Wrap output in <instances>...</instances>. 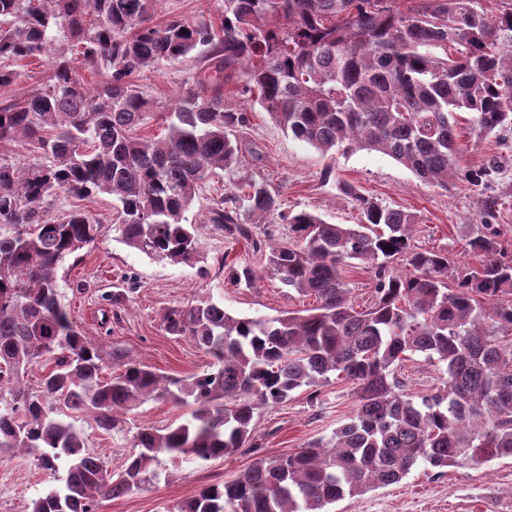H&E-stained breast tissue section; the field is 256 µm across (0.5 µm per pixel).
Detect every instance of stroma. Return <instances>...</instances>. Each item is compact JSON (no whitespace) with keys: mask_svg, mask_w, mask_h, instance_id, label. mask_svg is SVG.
Wrapping results in <instances>:
<instances>
[{"mask_svg":"<svg viewBox=\"0 0 512 512\" xmlns=\"http://www.w3.org/2000/svg\"><path fill=\"white\" fill-rule=\"evenodd\" d=\"M223 9L224 0H165L154 21L161 24L173 17L216 21ZM201 57L196 51L182 60L160 62L138 72L136 81L148 96L172 103L193 88ZM13 68L17 76L10 85L0 87V107L20 104L40 92L52 74L46 58L20 61ZM225 93L227 108L247 117L239 135L254 155L247 159L242 174L211 177L186 214L201 240L203 262L174 265L128 247L112 228L108 196L79 198L61 192L50 199L52 214L58 216L77 207L104 226L94 244L81 250L78 258H66L57 272L62 301L85 336L96 339L105 334L100 326L107 311L104 295L115 288L131 289L130 303L107 333L112 343L128 360L148 364L168 376L187 377L206 370L211 357L189 339L164 332L161 316L166 309L207 298L236 317L272 318L313 307V298L299 296L278 281L266 279L253 288H236L227 284L224 272L219 271L222 261H257L250 241L225 238L204 221L215 199L233 203L236 186L245 177L277 189L283 212L310 211L329 224L358 223L360 215L354 203L338 189L339 183H350L385 205L415 213L419 218L416 246L443 251L467 266L483 261L482 255L470 250L468 240L474 225L483 219V201L492 198L497 202L493 222L500 232L497 256L512 261V131L478 140L471 135L469 123L461 122L463 164L475 166L494 157L500 170L481 189L460 183L441 190L422 183L409 169L375 151L329 159L273 121L254 104L252 93L242 84L226 87ZM357 405L353 382L335 376L322 387L317 402H310L306 391L300 389L287 403L261 410L255 418V435L264 455L288 454L308 441L329 437L349 421ZM184 418L183 408L165 401L144 403L110 432L97 428L91 413L76 416L88 446L113 468L130 453L138 429L165 428ZM252 461V454L243 450L207 462L187 461L169 468L166 477L139 491L103 500L98 512H166L204 487L233 480ZM56 485L53 476L33 458L0 454V512H29L32 499ZM332 512H512V456L495 457L480 466L442 469L421 462L400 483L345 498L333 504Z\"/></svg>","mask_w":512,"mask_h":512,"instance_id":"1","label":"stroma"}]
</instances>
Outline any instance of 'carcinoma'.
Returning a JSON list of instances; mask_svg holds the SVG:
<instances>
[{
  "label": "carcinoma",
  "instance_id": "1",
  "mask_svg": "<svg viewBox=\"0 0 512 512\" xmlns=\"http://www.w3.org/2000/svg\"><path fill=\"white\" fill-rule=\"evenodd\" d=\"M160 2L0 0V60L54 54L48 89L0 107V144L20 141L38 156L22 163L0 155V454L33 453L53 475L66 466L30 512H97L100 500L141 489L168 462L255 451L259 410L302 387L314 401L337 372L357 384L360 403L330 438L260 456L169 512H328L401 481L420 461L445 468L512 456V263L495 257L494 202L469 239L485 257L472 268L416 247L414 213L349 183L338 188L355 203L358 224L286 214L278 193L244 182L237 203H217L207 222L252 240L260 266L229 264L225 279L254 288L270 277L317 304L275 318L235 317L210 299L166 310L165 332L214 358L187 378L126 363L120 348L83 335L62 303L57 271L102 225L81 209L53 216L44 208L59 192L105 194L127 246L171 264L204 261L185 213L211 176L246 161L231 138L245 116L224 108V85L234 79L325 156L376 151L433 187L477 189L497 164H461L456 115L471 114L479 139L512 130V0L490 17L479 0H224L218 25H157ZM67 46L85 68L106 67V80L85 87ZM201 48L195 88L157 112L133 74ZM156 115L166 134L138 135ZM277 217L295 240L264 253L257 230ZM352 259L371 271L372 300L360 310L342 276ZM416 354L442 365L434 391L417 399L396 375ZM38 363L50 368L31 387L24 375ZM110 364L121 372L107 378ZM151 400L186 407L190 418L137 431L135 453L117 470L70 421L89 411L109 432Z\"/></svg>",
  "mask_w": 512,
  "mask_h": 512
}]
</instances>
